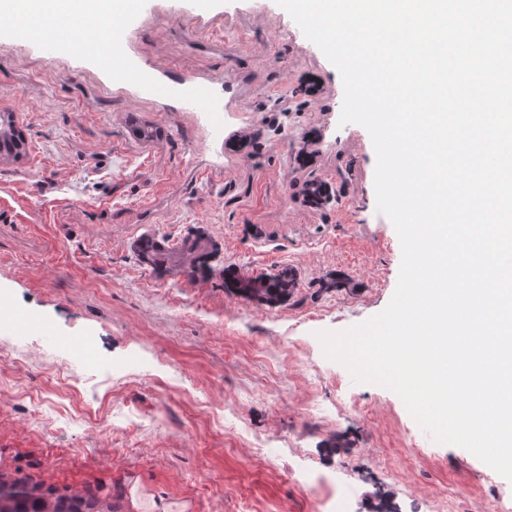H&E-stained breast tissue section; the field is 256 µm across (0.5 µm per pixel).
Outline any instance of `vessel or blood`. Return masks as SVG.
I'll return each mask as SVG.
<instances>
[{
  "mask_svg": "<svg viewBox=\"0 0 512 512\" xmlns=\"http://www.w3.org/2000/svg\"><path fill=\"white\" fill-rule=\"evenodd\" d=\"M146 0H56L59 12L67 13L77 9L95 17L101 28L107 30L113 41L111 49L89 52L84 42L72 35H63L59 29L42 26L33 21L37 38L43 52L50 56L68 54L88 56L101 68L112 72L113 76L142 86L153 93H161L181 99L189 107L199 112L214 111L211 92L205 85L181 78L172 84L154 82L150 70L133 62L118 47V41L127 26L132 24L142 12Z\"/></svg>",
  "mask_w": 512,
  "mask_h": 512,
  "instance_id": "obj_1",
  "label": "vessel or blood"
}]
</instances>
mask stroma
I'll list each match as a JSON object with an SVG mask.
<instances>
[{"instance_id": "stroma-1", "label": "stroma", "mask_w": 512, "mask_h": 512, "mask_svg": "<svg viewBox=\"0 0 512 512\" xmlns=\"http://www.w3.org/2000/svg\"><path fill=\"white\" fill-rule=\"evenodd\" d=\"M120 48L158 82L208 85L224 130L45 56L36 34L0 40V115L26 136L0 155V293L93 337L111 372L63 344L0 361V468L59 489L142 481L146 505L196 512H512L511 481L323 354L318 332L386 308L402 260L371 137L339 123L338 69L276 0H149ZM148 235L214 253L157 271L131 250ZM284 267L297 285L275 304L224 286Z\"/></svg>"}]
</instances>
